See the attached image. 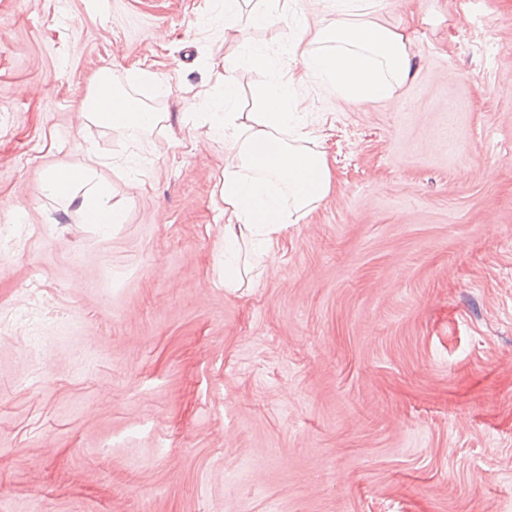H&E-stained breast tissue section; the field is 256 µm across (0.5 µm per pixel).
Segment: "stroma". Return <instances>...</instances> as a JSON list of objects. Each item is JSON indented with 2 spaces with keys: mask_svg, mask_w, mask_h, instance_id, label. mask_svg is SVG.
<instances>
[{
  "mask_svg": "<svg viewBox=\"0 0 512 512\" xmlns=\"http://www.w3.org/2000/svg\"><path fill=\"white\" fill-rule=\"evenodd\" d=\"M378 3L415 69L356 103L285 51L307 0L241 38L224 0H0V320L38 292L51 344L0 336V512H512V0ZM261 55L334 188L228 289L187 119L228 67L252 111ZM103 71L167 126L80 125ZM90 146L108 228L42 191Z\"/></svg>",
  "mask_w": 512,
  "mask_h": 512,
  "instance_id": "35a3bbf8",
  "label": "stroma"
}]
</instances>
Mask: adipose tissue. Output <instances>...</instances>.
Segmentation results:
<instances>
[{"label":"adipose tissue","mask_w":512,"mask_h":512,"mask_svg":"<svg viewBox=\"0 0 512 512\" xmlns=\"http://www.w3.org/2000/svg\"><path fill=\"white\" fill-rule=\"evenodd\" d=\"M329 16L305 22L289 41L290 54L319 78L327 91L354 102L391 98L411 76L409 39L375 15L374 0H328ZM260 92L255 111H233L236 81L225 72L224 90H197L195 118L210 138L224 142V171L216 185L224 205L217 231L225 250L255 243L273 252L289 225L298 223L333 189L325 152L309 147L313 132L288 108L285 84L268 63H259ZM82 121L138 140L161 122L160 113L133 101L97 76L93 92L80 108ZM100 162L87 149L83 165L56 166L44 176L47 196L73 205L82 223L103 228L122 223L112 204L111 185L93 180Z\"/></svg>","instance_id":"obj_1"}]
</instances>
